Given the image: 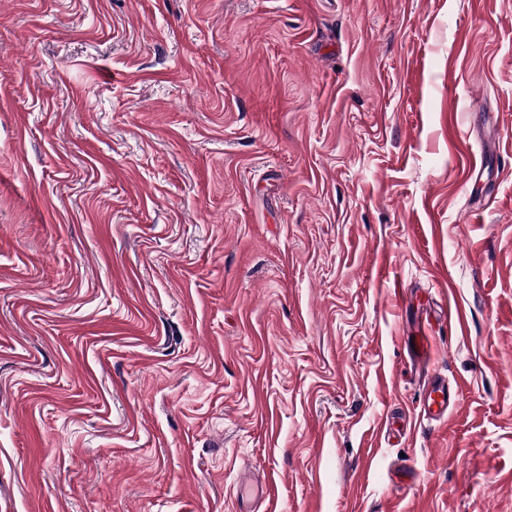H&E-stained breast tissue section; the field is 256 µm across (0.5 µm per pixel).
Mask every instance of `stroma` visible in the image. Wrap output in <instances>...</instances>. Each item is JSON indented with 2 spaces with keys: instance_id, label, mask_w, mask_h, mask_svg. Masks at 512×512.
Wrapping results in <instances>:
<instances>
[{
  "instance_id": "35a3bbf8",
  "label": "stroma",
  "mask_w": 512,
  "mask_h": 512,
  "mask_svg": "<svg viewBox=\"0 0 512 512\" xmlns=\"http://www.w3.org/2000/svg\"><path fill=\"white\" fill-rule=\"evenodd\" d=\"M0 512H512V0H0ZM450 403L448 385L439 377L427 376L419 399L421 419L428 423L445 421Z\"/></svg>"
}]
</instances>
